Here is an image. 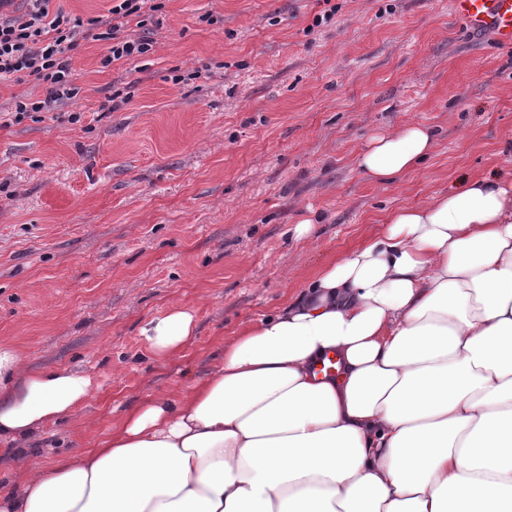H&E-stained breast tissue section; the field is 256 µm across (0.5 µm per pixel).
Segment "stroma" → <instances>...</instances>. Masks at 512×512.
I'll list each match as a JSON object with an SVG mask.
<instances>
[{
  "instance_id": "obj_1",
  "label": "stroma",
  "mask_w": 512,
  "mask_h": 512,
  "mask_svg": "<svg viewBox=\"0 0 512 512\" xmlns=\"http://www.w3.org/2000/svg\"><path fill=\"white\" fill-rule=\"evenodd\" d=\"M332 2L316 27L321 0H165L125 28L152 53L105 69L102 43L85 42L75 100L0 126V343L29 369L97 382L80 417L0 444V488L18 455L48 466L147 395L178 393L185 372L208 376L243 323L388 210L512 173V48L470 33L452 0ZM410 122L437 128L433 156L371 184L357 150ZM313 214L322 224L295 239ZM174 304L194 310L197 341L152 360L139 329Z\"/></svg>"
}]
</instances>
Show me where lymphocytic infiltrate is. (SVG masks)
Wrapping results in <instances>:
<instances>
[{
  "mask_svg": "<svg viewBox=\"0 0 512 512\" xmlns=\"http://www.w3.org/2000/svg\"><path fill=\"white\" fill-rule=\"evenodd\" d=\"M106 14L87 19L52 9V0H27L25 10L14 0H0V80L32 77L46 86L41 99L18 98L9 119L19 123L52 110L78 94L71 82L70 54L81 43L101 41L107 53L102 67L139 57L152 49L150 40L125 34L132 18L153 20L161 0H110Z\"/></svg>",
  "mask_w": 512,
  "mask_h": 512,
  "instance_id": "f902f5d3",
  "label": "lymphocytic infiltrate"
}]
</instances>
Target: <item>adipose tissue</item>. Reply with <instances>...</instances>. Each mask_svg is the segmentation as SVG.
<instances>
[{
    "label": "adipose tissue",
    "mask_w": 512,
    "mask_h": 512,
    "mask_svg": "<svg viewBox=\"0 0 512 512\" xmlns=\"http://www.w3.org/2000/svg\"><path fill=\"white\" fill-rule=\"evenodd\" d=\"M436 141L423 123L377 129L356 163L394 183ZM140 334L153 358L184 359L195 313L172 305ZM94 388L0 343V441L77 413ZM0 512H512V174L391 210L241 325L208 377L24 470Z\"/></svg>",
    "instance_id": "obj_1"
}]
</instances>
